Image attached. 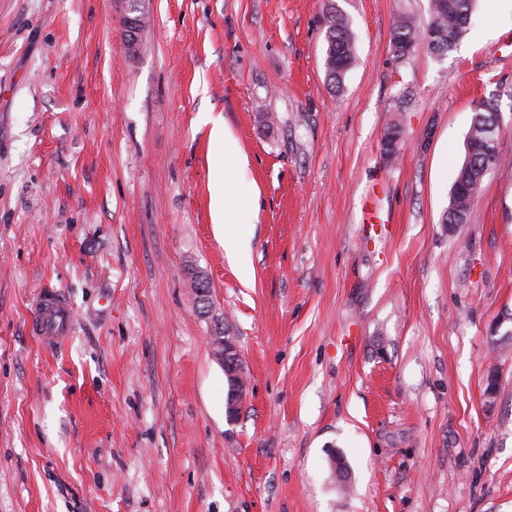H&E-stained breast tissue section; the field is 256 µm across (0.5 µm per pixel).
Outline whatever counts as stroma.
<instances>
[{"label":"stroma","instance_id":"stroma-1","mask_svg":"<svg viewBox=\"0 0 512 512\" xmlns=\"http://www.w3.org/2000/svg\"><path fill=\"white\" fill-rule=\"evenodd\" d=\"M330 3L356 49L339 91ZM428 6L144 0L131 48L126 0H0V512H512V0L397 58L394 23ZM495 90L499 162L447 227ZM223 165L252 201L231 255ZM47 286L74 311L50 348ZM212 179L213 200L220 218L217 224L224 223V248L234 251L244 245V242L232 231L233 211L228 203V195L234 181V173L224 166V168H217L215 170ZM73 324V312L68 300L59 291L46 288L37 296V312L32 321V333L45 346L60 343ZM218 336H210L211 351L216 350L215 360L223 367L226 368V374L230 382V397L228 403V411L230 417H235L239 414L242 402L238 399L236 386L233 384L234 378L241 376L242 366L238 363V358H241L240 350L231 341H225L224 333L221 331L216 332ZM237 352V356L234 353ZM225 375V373H224ZM225 375V377L227 378Z\"/></svg>","mask_w":512,"mask_h":512}]
</instances>
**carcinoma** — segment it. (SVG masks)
<instances>
[{
	"instance_id": "cac0c4a2",
	"label": "carcinoma",
	"mask_w": 512,
	"mask_h": 512,
	"mask_svg": "<svg viewBox=\"0 0 512 512\" xmlns=\"http://www.w3.org/2000/svg\"><path fill=\"white\" fill-rule=\"evenodd\" d=\"M476 0H429L430 21L419 29L408 19L395 22L391 33V47L396 57L405 59L417 48L443 56L452 51L471 24ZM326 72L332 88L342 90L346 71L354 57V42L349 23L335 7L326 14ZM495 99L477 102L467 134V156L458 169L449 196V205L443 215L444 224H461L471 211L488 170L498 158L488 159L481 144L491 134L490 127L500 131Z\"/></svg>"
}]
</instances>
